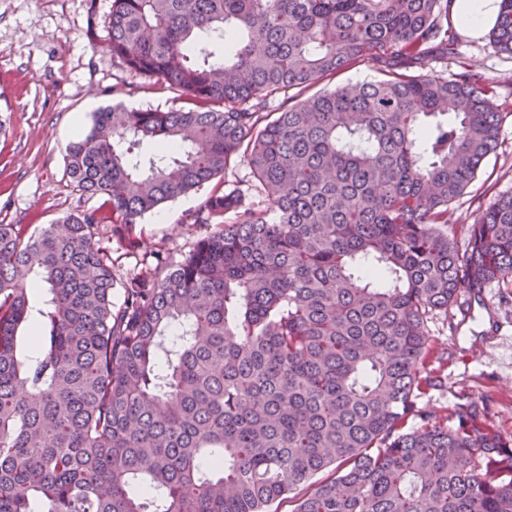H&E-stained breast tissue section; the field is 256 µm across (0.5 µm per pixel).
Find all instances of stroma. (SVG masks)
<instances>
[{
    "label": "stroma",
    "mask_w": 512,
    "mask_h": 512,
    "mask_svg": "<svg viewBox=\"0 0 512 512\" xmlns=\"http://www.w3.org/2000/svg\"><path fill=\"white\" fill-rule=\"evenodd\" d=\"M112 0H0V224L37 228L66 214L99 209L103 197L82 192L66 177L65 148L113 103L128 109L188 111L196 101L143 81L113 60L104 39ZM449 27L459 41L454 57H433L429 70L451 78L469 68L497 83L503 119L496 151L476 181L454 204L451 221L473 223L481 207L512 195V55L488 33L470 34L456 18ZM204 190L191 192L146 214L133 235L117 224L97 239L111 254L118 277L137 273L160 255L176 262L210 231L193 223ZM427 365L441 387L419 399L445 424L457 422L461 396L486 401L490 420L512 442V288L491 286L470 313L451 307L429 324Z\"/></svg>",
    "instance_id": "obj_1"
}]
</instances>
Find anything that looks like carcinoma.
<instances>
[{"label":"carcinoma","mask_w":512,"mask_h":512,"mask_svg":"<svg viewBox=\"0 0 512 512\" xmlns=\"http://www.w3.org/2000/svg\"><path fill=\"white\" fill-rule=\"evenodd\" d=\"M446 20L448 0H112V58L200 108L100 109L66 176L130 235L241 153L270 208L212 190L192 219L215 230L119 304L96 213L0 224V512H269L306 482L294 512H512L487 405L452 427L417 406L428 322L512 285V196L462 244L448 223L501 112L481 74L412 73L458 54ZM490 36L512 55V0ZM369 58L381 78L269 111Z\"/></svg>","instance_id":"obj_1"}]
</instances>
